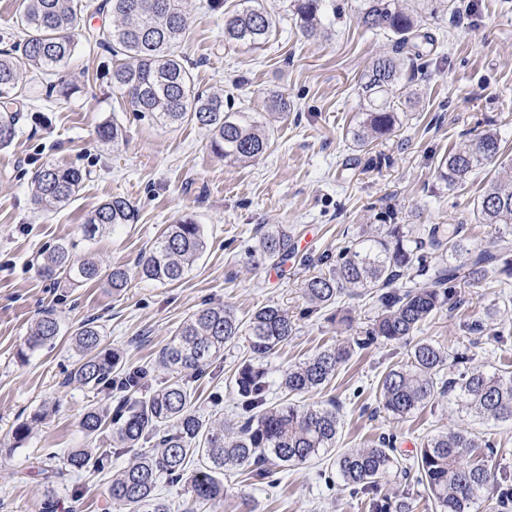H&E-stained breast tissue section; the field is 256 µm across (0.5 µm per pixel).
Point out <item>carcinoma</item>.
Segmentation results:
<instances>
[{"label": "carcinoma", "mask_w": 512, "mask_h": 512, "mask_svg": "<svg viewBox=\"0 0 512 512\" xmlns=\"http://www.w3.org/2000/svg\"><path fill=\"white\" fill-rule=\"evenodd\" d=\"M323 0H289V11L299 28L315 37L323 30ZM88 0H25L16 20L20 42L0 51V148L9 147L18 134V122L27 96L21 68L47 76L57 75L76 50V31ZM107 11L113 24L85 37L87 44L106 49L112 65V87L127 97L135 112L159 123L178 127L197 124L209 130L210 149L230 165L246 164L271 149L266 123L235 108L231 98L195 88L192 67L178 53L188 30L181 0H103L96 11ZM356 12L365 31L395 38V53L421 59L435 45L421 32L417 15L400 7L398 0H356ZM275 20L264 10L246 7L224 16V42L260 45ZM20 56H14V52ZM402 79L397 58L380 56L363 75L359 94L365 112L347 136L359 148L393 135L404 116L396 104V87ZM105 143L122 139L115 122L98 127ZM503 155L501 139L487 129L476 141L442 156L436 175L448 188H458L479 168ZM86 175L75 168L46 165L34 176L33 198L45 210L66 206L79 192ZM478 224L494 227L488 244L479 246L462 235V225L431 224L411 236L402 224H388L381 234L367 236L343 247L336 261L326 257V269L310 277L304 295L312 310L337 303L348 288L369 296L377 314L362 334L352 336L283 371L281 385L302 396L327 386L353 353L378 344L406 348L403 361L379 378L382 408L392 417L414 415L436 394H455L461 410L481 420L512 421V371H481L465 366L469 347L453 355L440 345L414 340L416 333L438 309L458 303L455 287L460 271L473 284L496 275L512 276V161L500 163L474 202ZM138 210L126 198L112 196L88 214L82 231L88 241L118 224H135ZM206 247L204 227L190 217L170 224L139 263L142 278L162 285L181 281ZM252 252L263 261L285 265L294 254L288 230L266 229ZM38 275L54 284L103 281L115 291L127 287L128 271L104 268L88 258L72 260L70 245L60 243L42 253ZM295 333L288 312L275 305L256 309L242 325L235 312L222 305L192 313L161 352L163 365L180 378L144 395L147 372L124 366L120 350L104 344L101 326L88 320L71 336L78 359L65 382L112 395V409L88 408L80 425L89 435L112 426V448L132 452L129 464L112 479V504L122 512H170L160 497L159 485L187 480L195 502L216 507L224 499V472L240 468L260 479L269 466L303 464L336 447L340 415L336 407H310L268 399L270 388L265 360L275 355ZM60 335L54 313L36 322L27 352L48 346ZM247 336L252 358L235 371L241 424L205 419L193 406L187 375L197 376L224 345ZM450 369L448 380L440 373ZM38 410L31 420L13 430L14 446L30 435V422L42 419ZM482 439L466 431L449 429L424 441L414 464L435 512H478L491 480L486 466L473 456ZM109 459L102 448H74L66 465L77 472H100ZM343 481L366 492L401 466L391 437L371 448H351L333 461ZM372 512H413L411 503L372 499Z\"/></svg>", "instance_id": "cac0c4a2"}]
</instances>
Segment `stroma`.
Returning a JSON list of instances; mask_svg holds the SVG:
<instances>
[{
  "instance_id": "stroma-1",
  "label": "stroma",
  "mask_w": 512,
  "mask_h": 512,
  "mask_svg": "<svg viewBox=\"0 0 512 512\" xmlns=\"http://www.w3.org/2000/svg\"><path fill=\"white\" fill-rule=\"evenodd\" d=\"M246 2L276 18L258 48L224 42L225 11ZM328 2L336 12L325 21L326 34L308 37L286 15L282 0H182L190 27L180 53L193 63L199 90L232 96L248 112H268L275 93L290 103L272 124L271 149L248 164L228 165L211 153L205 128L169 127L132 111L113 90L112 58L101 49L79 44L62 73L81 86L69 96L50 90L42 74L23 72L36 106L25 113L13 144L0 149V512H41L50 498L58 512H116L109 488L130 460L124 453L112 456L103 472L66 473L71 449L109 447L110 431L88 439L80 420L88 405L107 407L111 400L107 393L66 383L75 360L67 338L18 359L42 312L53 311L67 332L97 319L106 343L122 351L127 367L149 370L160 386L173 379L159 362L160 352L192 312L224 305L245 321L257 308L275 304L296 324L295 336L268 360L269 379L276 384L288 365L341 342L375 315L369 298L356 293L343 296L335 310L308 312L304 284L320 270L323 256L379 231L389 214L411 234L428 224H462L474 243L488 241L490 229L475 223L472 207L498 164L485 165L456 191L437 180L435 164L486 128L497 130L512 156V0H454L445 10L438 9L439 0H403L425 30L443 40L444 49L402 62L403 126L365 153L346 138L362 110L358 86L375 58L392 54L394 47L385 34L364 32L355 0ZM112 119L124 137L106 145L95 130ZM48 163L90 173L77 197L53 212L32 200V177ZM114 195L136 206L138 222L83 241L87 214ZM184 216L203 225L205 253L178 283L142 279L140 258L167 224ZM278 224L293 239L308 235L312 241L274 278L271 264L248 248ZM60 242L74 243V260L92 257L125 266L128 288L117 293L97 282L58 287L43 281L34 264ZM456 290L460 305L435 312L419 339L452 351L462 324L484 320L490 328L512 331V286L502 290L461 279ZM404 354L395 345L355 353L326 388L299 401L310 407L336 402L337 450L368 448L391 434L399 452L410 456L427 436L466 429L494 441V449L475 451L493 475L512 476V423L479 422L461 412L450 393L406 419L382 409L378 380ZM248 356L246 339L238 338L191 381L201 415L233 419L237 395L231 378ZM43 406L49 415L33 424L23 446L14 447V427ZM42 461L60 471L58 480L31 475ZM221 512H370V499L347 486L325 458L274 469L263 480L226 474Z\"/></svg>"
}]
</instances>
